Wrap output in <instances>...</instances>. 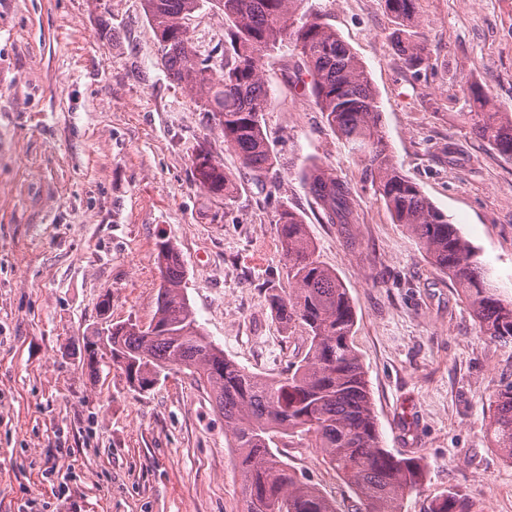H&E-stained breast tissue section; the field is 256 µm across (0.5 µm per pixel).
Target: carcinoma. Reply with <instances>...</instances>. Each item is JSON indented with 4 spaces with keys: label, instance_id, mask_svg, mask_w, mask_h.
<instances>
[{
    "label": "carcinoma",
    "instance_id": "cac0c4a2",
    "mask_svg": "<svg viewBox=\"0 0 512 512\" xmlns=\"http://www.w3.org/2000/svg\"><path fill=\"white\" fill-rule=\"evenodd\" d=\"M305 0H210L224 14V70L215 56L199 53L187 20L202 0H144L160 44V65L168 77L193 94L200 111L211 116L224 143L244 168L260 177L273 169L264 112L265 60L287 44L301 60L315 105L351 154L370 172L375 193L394 222L403 225L431 262L461 290L484 335L512 340V301L498 297L485 281L477 251L447 215L405 179L386 153L377 95L363 64L319 12L302 10ZM397 28L393 39L405 65L417 69L426 60L425 46L409 28L416 0H384ZM472 132L503 158L512 160V116L494 110L489 93L468 84ZM195 180L204 189L233 199L236 180L205 149L192 161ZM310 192L329 224H347L353 214L349 184L315 164L306 174ZM276 224L291 288L270 296V308L282 327L307 334L304 356L288 365L281 379H266L224 357L203 334L183 291L184 261L169 241L159 245L161 275L153 336L127 323L109 329L112 365L132 385L145 389L175 367L186 369L209 387L224 416V431L242 473L243 512H338L304 475L288 467L274 449L298 444L315 448L350 487L364 512H401L406 496L417 491L425 466L415 457H398L381 445L362 363L351 343L356 315L347 288L314 257L306 224L283 207ZM98 339L84 338V364L98 370L104 355ZM492 445L512 462V382L501 386L486 429ZM430 512H476L460 489L432 502Z\"/></svg>",
    "mask_w": 512,
    "mask_h": 512
}]
</instances>
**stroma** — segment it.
I'll list each match as a JSON object with an SVG mask.
<instances>
[{
	"label": "stroma",
	"mask_w": 512,
	"mask_h": 512,
	"mask_svg": "<svg viewBox=\"0 0 512 512\" xmlns=\"http://www.w3.org/2000/svg\"><path fill=\"white\" fill-rule=\"evenodd\" d=\"M363 62L387 153L479 248L492 288L512 300V163L472 133V82L512 114V0H417L425 64L407 68L384 0H308ZM201 53L224 42L203 4ZM143 0H0V512H242V477L208 389L173 369L146 390L122 370L90 375L82 339L112 321L150 323L157 246L186 267L184 294L226 358L279 379L303 357L268 305L288 291L273 222L299 213L315 257L355 306L352 343L385 448L428 471L402 512L464 490L479 512H512V462L485 429L512 382V344L484 336L465 299L375 195L365 165L327 125L299 60L265 64L264 114L277 165L242 170L221 130L159 64ZM207 149L236 177L233 201L196 184ZM319 164L349 183L356 221L329 224L305 178ZM339 512L357 498L312 448H285Z\"/></svg>",
	"instance_id": "1"
}]
</instances>
